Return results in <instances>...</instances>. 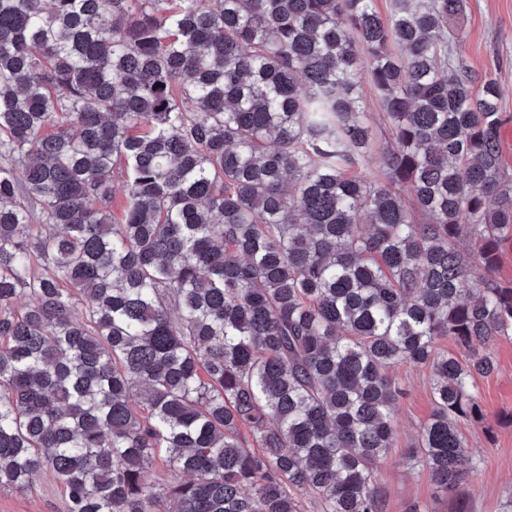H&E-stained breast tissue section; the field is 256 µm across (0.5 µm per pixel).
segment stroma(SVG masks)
Listing matches in <instances>:
<instances>
[{
  "mask_svg": "<svg viewBox=\"0 0 512 512\" xmlns=\"http://www.w3.org/2000/svg\"><path fill=\"white\" fill-rule=\"evenodd\" d=\"M452 30L475 81L496 79L501 110L512 115V0H463L460 21ZM491 353L496 369L478 381L484 419L460 426L481 460L479 474L453 495L438 489L427 469L409 463L418 432L433 412L430 373L409 364L392 368L403 395L394 446L377 468L384 512H455L461 498L470 512H507L512 506V336L498 338ZM0 512H67L66 497L46 473L23 491L0 488Z\"/></svg>",
  "mask_w": 512,
  "mask_h": 512,
  "instance_id": "stroma-1",
  "label": "stroma"
}]
</instances>
